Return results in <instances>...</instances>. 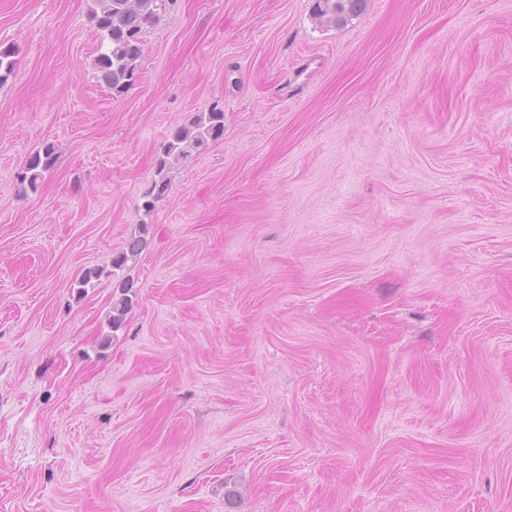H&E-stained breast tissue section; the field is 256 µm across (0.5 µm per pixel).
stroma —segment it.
Instances as JSON below:
<instances>
[{
	"instance_id": "stroma-1",
	"label": "stroma",
	"mask_w": 512,
	"mask_h": 512,
	"mask_svg": "<svg viewBox=\"0 0 512 512\" xmlns=\"http://www.w3.org/2000/svg\"><path fill=\"white\" fill-rule=\"evenodd\" d=\"M90 5L0 0V512H512V0H170L121 94ZM365 0H315L314 20L321 26H344L361 11ZM223 136L224 111L217 107L198 112L189 123L173 128L159 147L155 176L142 196L143 208L152 210L155 202L167 193L170 183L165 170L168 165L207 149ZM57 159L56 149L51 143L30 153L19 175L18 193H35L47 174L54 169ZM146 243L147 241L144 236L139 235L138 237L130 238L126 242L125 247L112 256V269L106 271L103 267L89 268L78 282L77 288H85L88 284L92 283L93 279L99 280L104 274L108 276L112 275L114 299L112 303V314L109 317L112 331L116 332L123 326L129 307L132 306V298L129 295L132 285L126 277L120 275L118 271H123L130 261L135 262L139 254L145 248Z\"/></svg>"
}]
</instances>
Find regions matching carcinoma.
<instances>
[{
	"label": "carcinoma",
	"mask_w": 512,
	"mask_h": 512,
	"mask_svg": "<svg viewBox=\"0 0 512 512\" xmlns=\"http://www.w3.org/2000/svg\"><path fill=\"white\" fill-rule=\"evenodd\" d=\"M364 2L315 0L314 20L321 26H343L358 15ZM165 9L166 0H92L90 16L100 37L95 69L107 88L119 94L133 83L138 61L143 56V37L160 22ZM16 65L15 49L0 47V86L14 75ZM223 136L224 110L217 107L198 112L189 123L173 128L159 147L155 176L142 196L143 208L152 210L155 202L167 193L169 180L165 170L168 165L207 149ZM56 163L57 153L51 143L30 153L19 175L18 193L26 195L37 191ZM145 245L143 236L130 238L125 247L112 256L111 269L89 268L78 282V287L84 288L104 274L112 277L113 303L109 321L114 332L123 326L132 306V285L120 271L136 261Z\"/></svg>",
	"instance_id": "carcinoma-1"
}]
</instances>
